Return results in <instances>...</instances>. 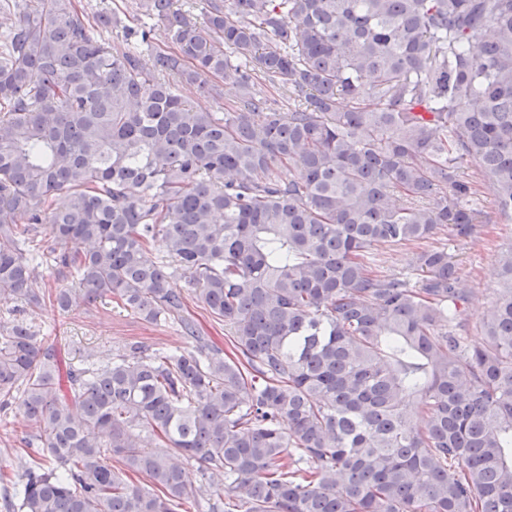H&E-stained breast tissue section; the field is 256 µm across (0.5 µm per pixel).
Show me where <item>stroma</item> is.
I'll return each instance as SVG.
<instances>
[{"label":"stroma","mask_w":512,"mask_h":512,"mask_svg":"<svg viewBox=\"0 0 512 512\" xmlns=\"http://www.w3.org/2000/svg\"><path fill=\"white\" fill-rule=\"evenodd\" d=\"M433 242L447 247L461 271L467 290L463 316L469 324L470 341H479L483 314L497 289L496 262L501 251L512 244V223L483 225L474 241L441 234ZM18 321L29 324L43 346L55 349L65 372L105 363L125 353L133 342L161 355L193 346L176 322H145L109 297L94 299L69 311L48 302L38 310L25 312L17 303L0 302V326ZM34 436L35 426L21 410L14 406L0 409V472L8 477L7 482H0V512H9L7 502L12 487L24 481L30 462L41 461L47 468L53 465L52 460L41 457L33 447Z\"/></svg>","instance_id":"35a3bbf8"}]
</instances>
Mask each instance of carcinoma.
I'll return each instance as SVG.
<instances>
[{"label":"carcinoma","mask_w":512,"mask_h":512,"mask_svg":"<svg viewBox=\"0 0 512 512\" xmlns=\"http://www.w3.org/2000/svg\"><path fill=\"white\" fill-rule=\"evenodd\" d=\"M0 15V302L44 305L29 243L47 224L81 288L58 289L59 309L109 296L196 343L64 376L27 325L0 330V408L56 463L28 467L12 508L179 512L197 460L224 512H512V245L477 344L446 248L419 251L413 276L369 262L477 238L486 179L512 221V0H205L201 23L133 0L135 26L80 0ZM182 83L217 111L189 108ZM178 274L235 358L199 336ZM417 245H381L372 250V264L377 271L387 274L415 273Z\"/></svg>","instance_id":"1"}]
</instances>
